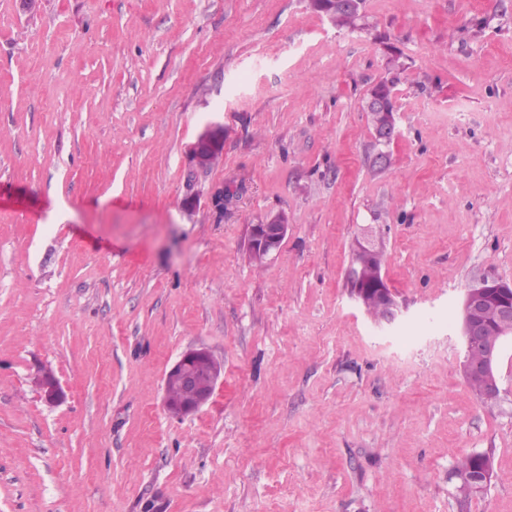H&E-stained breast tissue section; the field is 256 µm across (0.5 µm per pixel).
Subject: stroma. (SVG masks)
Returning <instances> with one entry per match:
<instances>
[{
  "mask_svg": "<svg viewBox=\"0 0 512 512\" xmlns=\"http://www.w3.org/2000/svg\"><path fill=\"white\" fill-rule=\"evenodd\" d=\"M212 123L221 161L191 174ZM373 223L392 332L347 291ZM486 276L512 281V0H366L355 31L306 0H0V512H512V341L499 406L461 370ZM200 348L223 375L173 415ZM486 450L459 507L448 470ZM392 87L393 79L380 81L371 90L370 95L371 97H376L381 100L383 102V106L379 109L371 110L376 107L377 101L375 99H371L367 103V109L370 110H367V112H376L385 117V120L382 123H378L374 129L375 139L379 146L389 145L393 138L396 136L397 112H393V105L389 99ZM224 147V126L216 124L199 135L188 150L191 167L195 171H206L210 156ZM289 226L288 218L284 213H278L262 224L251 225L249 250L262 253L267 257L277 254L288 234ZM264 255L249 252L250 259L259 264L265 259ZM209 357L210 355L205 350H190L185 352L169 370L165 378L167 399L173 402H181L185 398V392L181 386L190 392V397L177 405L165 400L168 410L187 415L196 412L209 402L222 372L221 367L218 370H211L208 385L206 387L201 385L196 366L207 361ZM169 379L177 380L181 386L174 381L167 384Z\"/></svg>",
  "mask_w": 512,
  "mask_h": 512,
  "instance_id": "35a3bbf8",
  "label": "stroma"
}]
</instances>
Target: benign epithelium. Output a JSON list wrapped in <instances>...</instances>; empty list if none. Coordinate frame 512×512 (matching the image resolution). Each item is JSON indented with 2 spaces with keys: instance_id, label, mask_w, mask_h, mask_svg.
<instances>
[{
  "instance_id": "benign-epithelium-1",
  "label": "benign epithelium",
  "mask_w": 512,
  "mask_h": 512,
  "mask_svg": "<svg viewBox=\"0 0 512 512\" xmlns=\"http://www.w3.org/2000/svg\"><path fill=\"white\" fill-rule=\"evenodd\" d=\"M385 120L376 125L375 139L380 146H387L396 136V113L384 112ZM224 147V126L216 124L199 135L188 150L191 167L195 171L207 170L210 156ZM288 218L278 213L261 224L250 225L248 248L271 256L278 253L288 234ZM383 244L377 225L368 224L354 239L350 262L346 271L350 297L374 324L382 329L394 327L402 310L382 272ZM459 336L463 347L462 371L467 379L478 378L483 382L482 399L496 404L501 400L498 362L502 345L512 339V281L483 277L465 289L459 309ZM205 350L185 352L173 365L166 379L177 380L190 392L181 404L166 402L167 409L187 415L199 410L212 398L221 370L209 373V383L202 386L196 366L207 361ZM42 396L49 405L56 404L63 395L58 380L51 372L41 379ZM492 462H487L483 477L460 480L458 494L481 490L488 482Z\"/></svg>"
}]
</instances>
